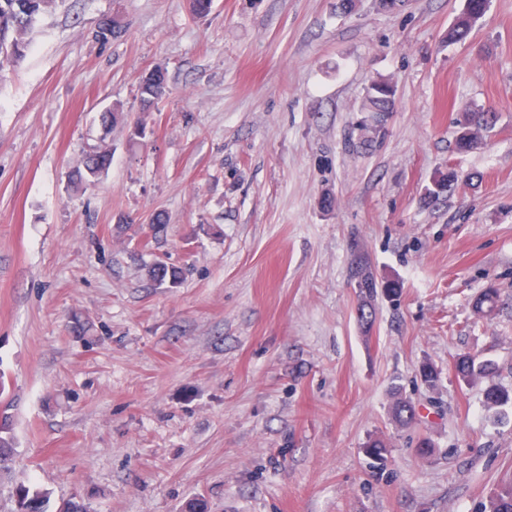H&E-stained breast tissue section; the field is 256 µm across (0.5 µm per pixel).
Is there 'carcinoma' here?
I'll list each match as a JSON object with an SVG mask.
<instances>
[{"label":"carcinoma","instance_id":"carcinoma-1","mask_svg":"<svg viewBox=\"0 0 512 512\" xmlns=\"http://www.w3.org/2000/svg\"><path fill=\"white\" fill-rule=\"evenodd\" d=\"M57 0H0V40L11 39L16 52L9 55L0 50V73L5 67L24 57L28 47L26 36L31 31L37 18L44 14ZM489 0H466L462 12L448 28L447 42L450 44L465 41L473 26L487 11ZM167 89V76L165 69L159 67L149 75L143 77L139 83V94L143 109H149L155 101L165 95ZM396 89L394 85L385 80L371 83L365 91L362 111L371 114L374 122L372 126H365L367 139L364 144L373 143V138L380 132L385 117L391 112L395 104ZM494 113L479 107L469 106L458 113L455 121L456 148L465 153L475 148L477 135L481 130L492 128ZM111 152L106 147H100L83 160L82 166L73 171L72 180L78 184L86 183L98 178L109 167ZM148 276L155 284L177 286L181 273L178 269L162 261L156 262L148 269ZM352 280L357 284L358 322L365 332H370L375 322V308H367L364 301L372 300L377 289L395 300L402 293V285L397 280L387 279L378 282L373 272L369 256L358 253L352 263ZM498 289L490 286L476 297L473 308L475 312H483V308L494 309L498 303ZM456 375L459 380L471 384L477 379H490L496 371L495 363L490 359H480L469 353L459 355L455 360ZM392 417L402 426L412 424L416 410L411 401L403 397L399 390L392 392ZM486 404L490 408L502 406L512 402V394L495 384L489 385L485 391ZM10 420L6 416L0 417V465L4 464L13 453V438L8 436ZM367 457L376 464L386 462L389 449L383 437H371L364 448ZM485 512H512V478L501 480L497 488L489 497L485 505Z\"/></svg>","mask_w":512,"mask_h":512}]
</instances>
